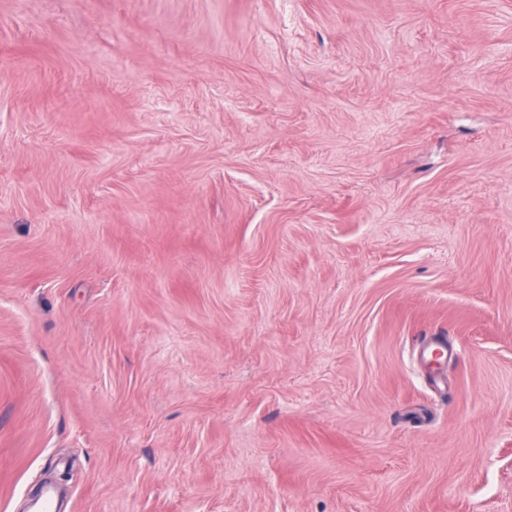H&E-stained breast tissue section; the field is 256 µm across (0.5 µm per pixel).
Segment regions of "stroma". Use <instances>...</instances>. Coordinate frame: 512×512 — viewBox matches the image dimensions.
Returning <instances> with one entry per match:
<instances>
[{"label": "stroma", "mask_w": 512, "mask_h": 512, "mask_svg": "<svg viewBox=\"0 0 512 512\" xmlns=\"http://www.w3.org/2000/svg\"><path fill=\"white\" fill-rule=\"evenodd\" d=\"M63 473L512 512V0H0V512Z\"/></svg>", "instance_id": "1"}]
</instances>
